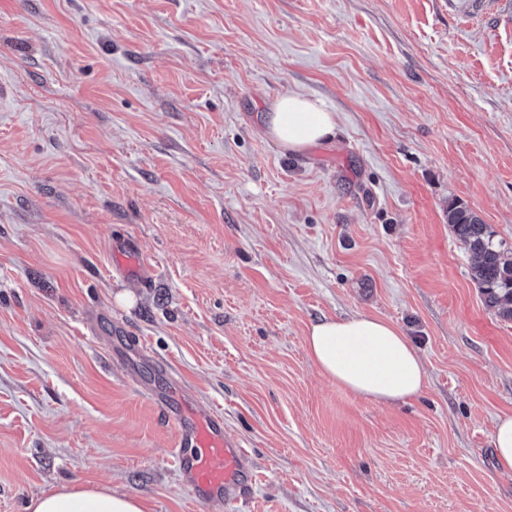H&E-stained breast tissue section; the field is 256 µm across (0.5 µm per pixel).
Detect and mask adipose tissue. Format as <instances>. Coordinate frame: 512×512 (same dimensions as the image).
<instances>
[{
	"instance_id": "adipose-tissue-1",
	"label": "adipose tissue",
	"mask_w": 512,
	"mask_h": 512,
	"mask_svg": "<svg viewBox=\"0 0 512 512\" xmlns=\"http://www.w3.org/2000/svg\"><path fill=\"white\" fill-rule=\"evenodd\" d=\"M266 136L283 151L298 153L336 132V115L299 93L275 99L263 115ZM310 359L337 386L376 403L423 394L428 376L408 337L391 322L358 313L312 324L305 338ZM29 512H145L133 496L107 486H65L36 496Z\"/></svg>"
}]
</instances>
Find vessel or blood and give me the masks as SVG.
I'll return each instance as SVG.
<instances>
[{
    "label": "vessel or blood",
    "mask_w": 512,
    "mask_h": 512,
    "mask_svg": "<svg viewBox=\"0 0 512 512\" xmlns=\"http://www.w3.org/2000/svg\"><path fill=\"white\" fill-rule=\"evenodd\" d=\"M110 253L116 275L144 278L145 263L137 239H112ZM143 395L165 411L174 425L177 440L171 455L175 468L200 501L234 504L251 496L255 484L253 465L243 445L225 436L222 413L198 419L186 389L177 382L172 384L170 395L151 389L144 390Z\"/></svg>",
    "instance_id": "obj_1"
}]
</instances>
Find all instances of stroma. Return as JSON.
I'll return each instance as SVG.
<instances>
[{
    "instance_id": "stroma-1",
    "label": "stroma",
    "mask_w": 512,
    "mask_h": 512,
    "mask_svg": "<svg viewBox=\"0 0 512 512\" xmlns=\"http://www.w3.org/2000/svg\"><path fill=\"white\" fill-rule=\"evenodd\" d=\"M0 512L105 485L145 512H512L492 433L512 322L448 227L512 246V23L492 0H0ZM300 93L302 154L262 131ZM138 239L149 281L112 271ZM364 313L428 372L381 404L304 337ZM146 341L147 353L127 342ZM179 380L254 464L196 500L140 387ZM265 135L283 151L298 153L336 132V114L299 93L275 99L263 115Z\"/></svg>"
}]
</instances>
